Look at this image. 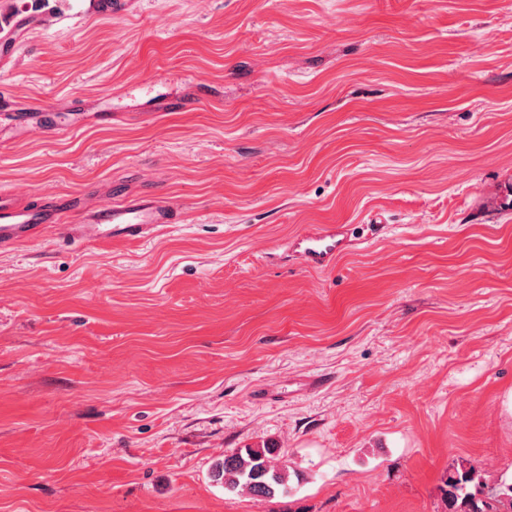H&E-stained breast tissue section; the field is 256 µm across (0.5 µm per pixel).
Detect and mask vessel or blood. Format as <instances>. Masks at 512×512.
Returning <instances> with one entry per match:
<instances>
[{
	"instance_id": "b4317fda",
	"label": "vessel or blood",
	"mask_w": 512,
	"mask_h": 512,
	"mask_svg": "<svg viewBox=\"0 0 512 512\" xmlns=\"http://www.w3.org/2000/svg\"><path fill=\"white\" fill-rule=\"evenodd\" d=\"M78 215L77 223L63 225L65 214ZM184 218L180 207L150 194L122 196L112 203L84 211L71 198L39 204H21L0 192V252L34 242L45 230L65 226L70 241H112L140 236L162 224H178ZM294 247L305 265L314 269L332 267L346 249L341 227L331 225L297 236Z\"/></svg>"
}]
</instances>
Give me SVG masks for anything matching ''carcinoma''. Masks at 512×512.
<instances>
[{"label":"carcinoma","instance_id":"obj_1","mask_svg":"<svg viewBox=\"0 0 512 512\" xmlns=\"http://www.w3.org/2000/svg\"><path fill=\"white\" fill-rule=\"evenodd\" d=\"M270 448H247L215 463L213 480L228 491L243 490L258 498H271L290 490L289 473L274 465ZM443 512H512V482L492 483L475 465L462 462L439 487Z\"/></svg>","mask_w":512,"mask_h":512}]
</instances>
